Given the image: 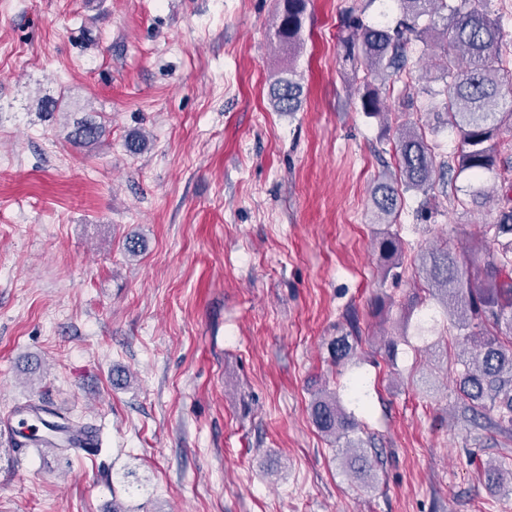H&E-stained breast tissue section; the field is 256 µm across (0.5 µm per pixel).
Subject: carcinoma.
I'll return each instance as SVG.
<instances>
[{"label":"carcinoma","instance_id":"1","mask_svg":"<svg viewBox=\"0 0 512 512\" xmlns=\"http://www.w3.org/2000/svg\"><path fill=\"white\" fill-rule=\"evenodd\" d=\"M403 18L394 29L373 26L353 16L342 38L345 58L363 67L362 109L368 115L380 114L381 100L394 84L412 78L406 46L412 39L428 45L439 35L447 50L436 65L437 88L421 87V92L442 98L446 120L462 135L458 159L460 171L470 173L476 183L469 186L474 199L486 195L480 175L493 169L497 155L494 141L498 125L512 120V69L497 53L503 36L501 18L488 8L470 6V0L450 4L448 0H398ZM310 0H283V11L275 37L279 45L294 50L298 46L304 15ZM302 88L293 69L277 78L270 95L277 112H297ZM104 133V125L85 120L73 125L69 139L92 145ZM399 181L407 190L424 194L434 184L436 155L425 134L415 125H404L397 132ZM377 223L391 224L397 206L395 188L388 181L373 190ZM494 250L477 276L468 274L480 246L461 249H433L421 255L425 278L436 291L444 308L453 310L452 326L463 345L457 356L461 370L457 393L478 426L488 413L496 414L495 426L512 432V207L500 211L495 224L487 225ZM379 261L385 278L401 276L405 249L398 233L385 232L377 239ZM356 345L349 337L338 336L331 344L336 365L351 361ZM311 413L317 428L341 444L339 460L344 472L366 481L375 470L369 452L371 441L363 440L360 423L346 413L336 392L322 389L314 395Z\"/></svg>","mask_w":512,"mask_h":512}]
</instances>
